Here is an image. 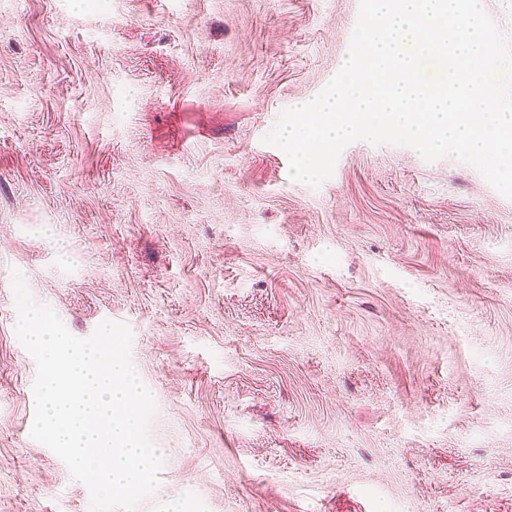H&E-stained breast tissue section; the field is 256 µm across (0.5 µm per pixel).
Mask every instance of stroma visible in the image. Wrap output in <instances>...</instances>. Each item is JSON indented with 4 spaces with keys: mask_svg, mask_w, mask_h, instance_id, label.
<instances>
[{
    "mask_svg": "<svg viewBox=\"0 0 512 512\" xmlns=\"http://www.w3.org/2000/svg\"><path fill=\"white\" fill-rule=\"evenodd\" d=\"M360 0H0V512H89L30 435L12 273L129 326L163 454L135 512H512V199L358 141L265 142Z\"/></svg>",
    "mask_w": 512,
    "mask_h": 512,
    "instance_id": "obj_1",
    "label": "stroma"
}]
</instances>
